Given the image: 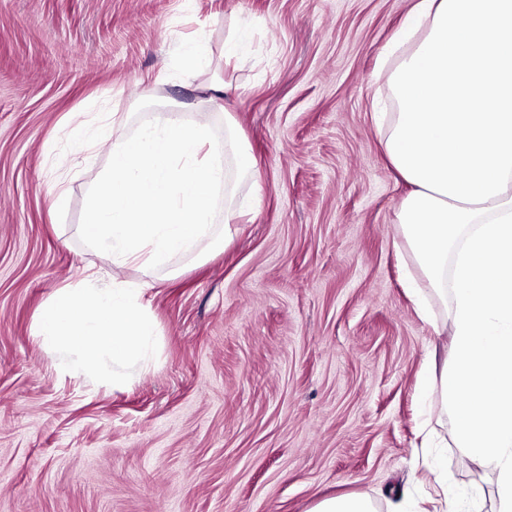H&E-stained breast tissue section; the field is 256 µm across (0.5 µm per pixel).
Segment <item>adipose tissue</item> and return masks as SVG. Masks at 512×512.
<instances>
[{
	"instance_id": "obj_1",
	"label": "adipose tissue",
	"mask_w": 512,
	"mask_h": 512,
	"mask_svg": "<svg viewBox=\"0 0 512 512\" xmlns=\"http://www.w3.org/2000/svg\"><path fill=\"white\" fill-rule=\"evenodd\" d=\"M386 77L380 145L410 190L397 214L417 300H451L439 384L461 447L512 512V0H415ZM482 111H473V100Z\"/></svg>"
}]
</instances>
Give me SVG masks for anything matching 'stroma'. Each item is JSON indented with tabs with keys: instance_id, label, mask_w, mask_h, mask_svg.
I'll use <instances>...</instances> for the list:
<instances>
[{
	"instance_id": "1",
	"label": "stroma",
	"mask_w": 512,
	"mask_h": 512,
	"mask_svg": "<svg viewBox=\"0 0 512 512\" xmlns=\"http://www.w3.org/2000/svg\"><path fill=\"white\" fill-rule=\"evenodd\" d=\"M413 0H0V512H311L340 494L424 512L420 442L459 499L491 470L459 448L420 377L451 359L408 294L397 212L409 187L379 144V72ZM243 58L212 127L239 126L259 180L232 241L147 293L157 353L120 387L65 374L34 334L40 308L115 267L76 234L110 159L70 162L71 126L116 114L113 138L168 112L197 119L186 43ZM54 154H46L47 142ZM62 206L49 193L58 177Z\"/></svg>"
}]
</instances>
